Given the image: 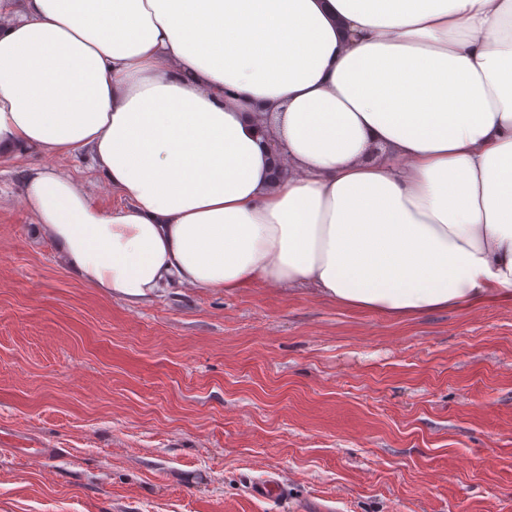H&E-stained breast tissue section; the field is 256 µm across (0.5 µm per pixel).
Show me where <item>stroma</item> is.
Segmentation results:
<instances>
[{
  "label": "stroma",
  "instance_id": "35a3bbf8",
  "mask_svg": "<svg viewBox=\"0 0 512 512\" xmlns=\"http://www.w3.org/2000/svg\"><path fill=\"white\" fill-rule=\"evenodd\" d=\"M44 165L121 202L85 152L0 160V512H512V299L398 319L174 284L130 304L22 204Z\"/></svg>",
  "mask_w": 512,
  "mask_h": 512
}]
</instances>
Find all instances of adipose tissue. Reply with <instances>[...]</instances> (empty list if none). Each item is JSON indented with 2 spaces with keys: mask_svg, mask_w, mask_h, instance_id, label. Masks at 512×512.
Listing matches in <instances>:
<instances>
[{
  "mask_svg": "<svg viewBox=\"0 0 512 512\" xmlns=\"http://www.w3.org/2000/svg\"><path fill=\"white\" fill-rule=\"evenodd\" d=\"M62 263L139 302L308 287L395 318L512 296V0H0V159Z\"/></svg>",
  "mask_w": 512,
  "mask_h": 512,
  "instance_id": "1",
  "label": "adipose tissue"
}]
</instances>
